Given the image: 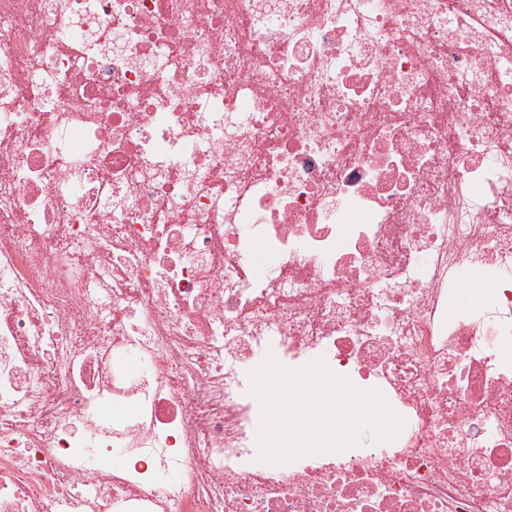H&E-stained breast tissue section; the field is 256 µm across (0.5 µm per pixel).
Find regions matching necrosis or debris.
I'll return each instance as SVG.
<instances>
[{
    "instance_id": "necrosis-or-debris-1",
    "label": "necrosis or debris",
    "mask_w": 512,
    "mask_h": 512,
    "mask_svg": "<svg viewBox=\"0 0 512 512\" xmlns=\"http://www.w3.org/2000/svg\"><path fill=\"white\" fill-rule=\"evenodd\" d=\"M0 512H512V0H0Z\"/></svg>"
}]
</instances>
